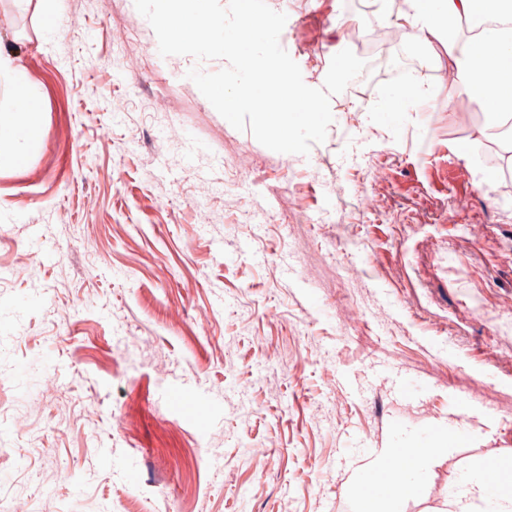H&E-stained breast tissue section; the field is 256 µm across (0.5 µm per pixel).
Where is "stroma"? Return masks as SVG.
<instances>
[{
    "instance_id": "1",
    "label": "stroma",
    "mask_w": 512,
    "mask_h": 512,
    "mask_svg": "<svg viewBox=\"0 0 512 512\" xmlns=\"http://www.w3.org/2000/svg\"><path fill=\"white\" fill-rule=\"evenodd\" d=\"M266 2L308 86L336 46L366 63L305 156L225 120L187 76L225 61L161 56L134 0H56L52 29L0 0L43 95L0 170V512H350L395 428L470 385L471 439L407 512L512 458V143L477 139L440 42L351 39L374 0ZM409 51L424 94L391 123Z\"/></svg>"
}]
</instances>
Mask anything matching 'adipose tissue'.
<instances>
[{"mask_svg": "<svg viewBox=\"0 0 512 512\" xmlns=\"http://www.w3.org/2000/svg\"><path fill=\"white\" fill-rule=\"evenodd\" d=\"M395 19L416 41L439 40L461 81L468 102L478 104L486 123L481 137L494 136L501 117L512 115V28L483 29L478 35L461 37L460 18L487 15L512 18V0H404ZM18 89L19 95L8 107L0 105V168L22 167L28 150L38 137L36 118L41 110L42 95L31 86L25 70L15 56L0 46V84ZM471 439L462 426L436 421L419 430L395 429L388 446L379 449L375 458L353 480L358 512H388L400 506L413 492L431 485L434 469L448 454ZM400 466V484L381 491L371 490L386 470ZM503 474L498 489H490L480 470L463 474L461 490L454 504L459 512H468L469 498H479L484 512H512V460L497 462Z\"/></svg>", "mask_w": 512, "mask_h": 512, "instance_id": "adipose-tissue-1", "label": "adipose tissue"}]
</instances>
